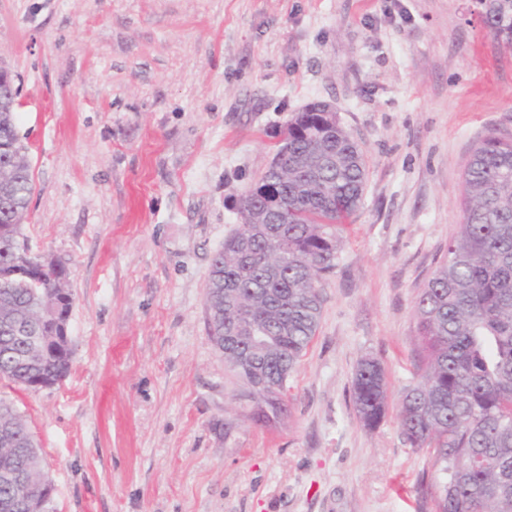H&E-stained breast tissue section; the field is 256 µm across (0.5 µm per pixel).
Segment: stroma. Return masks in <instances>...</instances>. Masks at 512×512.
<instances>
[{
  "instance_id": "35a3bbf8",
  "label": "stroma",
  "mask_w": 512,
  "mask_h": 512,
  "mask_svg": "<svg viewBox=\"0 0 512 512\" xmlns=\"http://www.w3.org/2000/svg\"><path fill=\"white\" fill-rule=\"evenodd\" d=\"M1 65L32 166L23 233L74 298L68 376L0 384L56 512H431L432 457L398 418L414 301L461 221L472 144L512 137V51L476 0H0ZM315 101L366 154L364 205L288 416L262 427L204 292L275 132ZM365 357L388 383L373 430L351 397Z\"/></svg>"
}]
</instances>
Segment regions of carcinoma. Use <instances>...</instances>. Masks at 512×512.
I'll list each match as a JSON object with an SVG mask.
<instances>
[{
	"instance_id": "obj_1",
	"label": "carcinoma",
	"mask_w": 512,
	"mask_h": 512,
	"mask_svg": "<svg viewBox=\"0 0 512 512\" xmlns=\"http://www.w3.org/2000/svg\"><path fill=\"white\" fill-rule=\"evenodd\" d=\"M512 31V0L487 15ZM18 89L0 85V269L33 267L34 279L0 276V380L21 389L62 379L73 347L56 341L72 305L64 267L33 252L22 233L33 192L15 113ZM282 134L288 155L239 199L240 224L224 239L205 287L206 330L248 387L265 427L288 416V378L316 335L322 290L339 264L337 226L362 206L364 153L339 120L295 112ZM462 221L414 303L418 382L399 423L412 448H428L422 484L433 512H512V139L478 141L463 173ZM363 425L387 410L382 364L365 357L353 378ZM49 480L22 413L0 399V503Z\"/></svg>"
}]
</instances>
